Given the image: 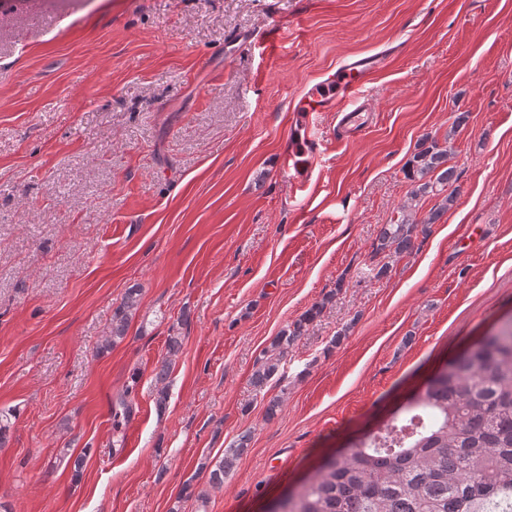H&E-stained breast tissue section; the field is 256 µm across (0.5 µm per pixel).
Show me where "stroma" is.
<instances>
[{
    "mask_svg": "<svg viewBox=\"0 0 512 512\" xmlns=\"http://www.w3.org/2000/svg\"><path fill=\"white\" fill-rule=\"evenodd\" d=\"M387 49L361 90L373 122L351 141L313 113L312 177L283 173L294 101ZM447 133L454 205L374 278L420 139ZM130 288L127 335L100 352ZM330 293L281 385L256 394L262 352ZM510 316L512 0H0L10 512H266ZM244 432L211 488L200 462Z\"/></svg>",
    "mask_w": 512,
    "mask_h": 512,
    "instance_id": "obj_1",
    "label": "stroma"
}]
</instances>
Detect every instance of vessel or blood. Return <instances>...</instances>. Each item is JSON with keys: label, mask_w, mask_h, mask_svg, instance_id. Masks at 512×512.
<instances>
[{"label": "vessel or blood", "mask_w": 512, "mask_h": 512, "mask_svg": "<svg viewBox=\"0 0 512 512\" xmlns=\"http://www.w3.org/2000/svg\"><path fill=\"white\" fill-rule=\"evenodd\" d=\"M386 65L384 56L379 53L352 56L325 73L319 82L302 94L290 121V132L294 134L296 143L289 146L279 160L283 171L301 183L313 172L318 161V139L309 119L310 113L333 112L340 115L344 124L362 125L358 93Z\"/></svg>", "instance_id": "vessel-or-blood-1"}]
</instances>
